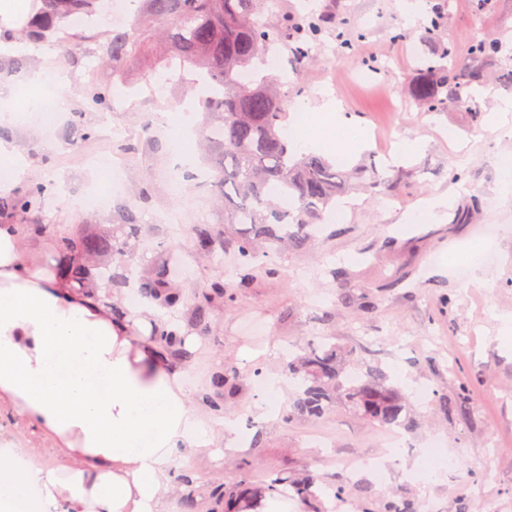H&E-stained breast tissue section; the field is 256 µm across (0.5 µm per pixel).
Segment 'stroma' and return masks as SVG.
<instances>
[{
    "mask_svg": "<svg viewBox=\"0 0 512 512\" xmlns=\"http://www.w3.org/2000/svg\"><path fill=\"white\" fill-rule=\"evenodd\" d=\"M432 6L433 0H423L420 17L411 23L399 0H274L275 12L314 18L323 27L319 61L306 69L300 95L316 105L330 94L347 118L325 132V156L342 168L376 167L385 184L374 194L351 193L347 211L330 218L304 251L265 247L255 261L253 287L243 290L236 287L233 249L206 266L192 256L193 227L223 224L224 213L200 152L182 164L169 148L181 112L198 94L176 77L165 94H156L147 78L158 51L153 42H146L124 74L125 87L114 90L103 112L89 110L83 95L86 85L113 80L100 55L75 64L61 47L42 57L28 42L0 53V82L36 96L42 92L38 74L62 72L73 89L57 100L53 129L0 127V140L24 158L19 183L59 188L47 198L40 221L108 225L119 205L134 201L142 262L168 259L183 272L186 291L219 274L235 293L232 307L213 315L217 331L199 336L185 384L195 394L216 367L237 370L240 386L225 402L224 419L230 437L244 438L246 448H209L193 456L188 468L199 483L236 482L243 462L265 470L305 465L325 480L344 474L351 458L390 447L392 431L340 408L318 419H282L296 392L283 372L284 358L311 337L333 336L379 360L405 395L419 386L451 396L464 388L470 395L463 418L418 403L424 424L402 432L404 446L391 462L388 489L402 487L416 500H429L432 512H512V193L499 189L498 164L512 158V112L495 126L482 121L473 134L468 113L417 109L411 82ZM402 29L410 39H397ZM340 35L354 42L356 60L335 54ZM483 36L507 46L498 63L512 66V0H490L479 13L470 0H452L447 38L456 45L457 69L471 63L467 42ZM162 109L171 115L164 129L156 121ZM88 127L110 140L124 167L120 189L101 209L83 206L82 199L105 186V173L74 161L90 146L83 138ZM361 132L368 145L358 151L353 143ZM412 141L420 150L395 161L397 146ZM441 194L448 206L440 220H415L417 206ZM474 198L481 203L479 216L454 223L456 210ZM341 270L372 294L375 313L337 303ZM258 368L268 384L264 393L255 385ZM0 435L26 442L40 467L64 464L50 438L34 433L5 406ZM435 440L445 444L447 465L427 463L421 454Z\"/></svg>",
    "mask_w": 512,
    "mask_h": 512,
    "instance_id": "obj_1",
    "label": "stroma"
}]
</instances>
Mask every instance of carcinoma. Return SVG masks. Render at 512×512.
<instances>
[{
    "mask_svg": "<svg viewBox=\"0 0 512 512\" xmlns=\"http://www.w3.org/2000/svg\"><path fill=\"white\" fill-rule=\"evenodd\" d=\"M449 0L432 10L428 34L445 31ZM104 11L103 0H35L31 12L17 28L0 29V39L44 43L61 32L60 23L72 17L92 20ZM158 37L167 47L160 56L162 69L174 65L196 70L212 85L213 94L203 101L204 120L199 128L201 145L214 172L216 195L224 208V224L229 235L211 224L194 227L195 253L214 259L229 245L237 250V285L248 288L253 282V262L265 243L305 248L315 226L325 223V215L336 197L347 193L354 178H368L366 187L383 184L375 171L356 167L349 172L319 154H305L288 148L282 133L292 100L284 91L286 82L262 68L268 51L286 44L292 52V75L301 79V68L315 59L314 46L322 28L312 18L276 14L268 0H138V8L128 24L113 28L103 59L112 72L122 74L134 63L144 44L145 33ZM63 33V32H61ZM93 37L85 31L65 32L60 43L67 52H91L85 44ZM502 52L501 43L490 37L474 39L468 54L477 65L457 72L449 59L453 46H429L428 57L420 60L412 81L413 101L422 112H443L450 107L470 110L472 127L479 128L482 114L471 109L472 91L494 79L512 93V67L499 68L491 75L486 64ZM88 104L105 110L112 102V85H90ZM40 183L28 184L0 196V220L18 224L22 239L36 241L52 236V263L49 269L65 277L74 288L89 293L103 292V299L121 296L129 286L133 271L124 256L136 246L140 224L134 210L125 206L120 222L112 227L80 224H43L34 219L46 201ZM139 295L164 308L187 305L179 281L165 260L143 269L138 280ZM357 298L363 309L374 306L366 294L342 283L341 303ZM233 296L224 288L222 277L211 279L200 289L192 304L187 327L172 328L161 323L151 330L157 346L178 366H187L194 353L186 346L190 332L201 335L214 328L212 315ZM288 377L298 387L286 419L321 417L336 407L384 429L412 431L420 425L404 393L389 382L381 364L362 358L361 349L331 341L324 336L310 339L303 354L288 360ZM237 372L224 366L210 374L208 386L196 401L218 417L224 416V388L236 380ZM264 492L275 496L288 487L292 497L311 505L318 498L316 477L306 468L258 471ZM186 487L179 512H251L260 495L251 491L249 479L236 483L214 481L196 486L189 470L177 476ZM342 501L358 499V512H418L411 499L392 498L356 484L346 476H335L327 484Z\"/></svg>",
    "mask_w": 512,
    "mask_h": 512,
    "instance_id": "carcinoma-1",
    "label": "carcinoma"
}]
</instances>
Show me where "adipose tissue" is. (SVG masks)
<instances>
[{"label": "adipose tissue", "instance_id": "obj_1", "mask_svg": "<svg viewBox=\"0 0 512 512\" xmlns=\"http://www.w3.org/2000/svg\"><path fill=\"white\" fill-rule=\"evenodd\" d=\"M150 307L136 319L20 258L0 223V403L52 439L45 470L0 448V512H168L175 467L224 443L162 357Z\"/></svg>", "mask_w": 512, "mask_h": 512}]
</instances>
